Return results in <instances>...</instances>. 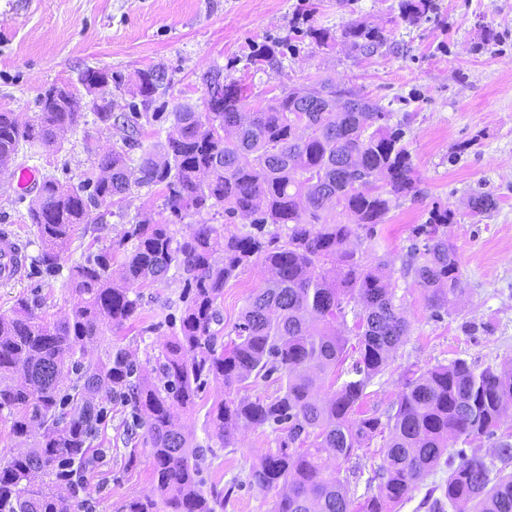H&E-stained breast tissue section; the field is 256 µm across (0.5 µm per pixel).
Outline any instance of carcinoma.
Returning a JSON list of instances; mask_svg holds the SVG:
<instances>
[{
  "label": "carcinoma",
  "mask_w": 512,
  "mask_h": 512,
  "mask_svg": "<svg viewBox=\"0 0 512 512\" xmlns=\"http://www.w3.org/2000/svg\"><path fill=\"white\" fill-rule=\"evenodd\" d=\"M433 10L434 0L400 3L402 19L412 24ZM309 36L318 47L336 46L328 28L312 26ZM341 38L364 56L386 43L382 29L361 23L346 25ZM279 54L277 46L263 45L249 64L274 69ZM110 78L106 70L87 69L80 83L100 128L122 132L123 147L94 153L91 171L76 185L45 174L19 195L28 200L27 219L42 247L39 265L57 273L74 226L95 223L93 210L125 201L134 186H163L176 217L220 208L224 223L199 224L178 239L165 222L137 220L110 245L87 248L70 267L66 285L79 301L66 316L48 321L27 297L0 315V411H7L13 435L33 441L0 460V512H72L61 488L84 484L85 470L104 457L100 426L114 401L132 413L124 444L151 448L154 481L152 494L118 512H224L234 484L205 488L200 461L212 447L192 443L179 422L211 381L222 384L224 394L207 413L209 439L233 448L242 428L281 433L277 451L260 456L248 474L251 486L278 491L272 512H391L443 463L448 479L427 491V512H512L509 437L497 439L498 466L455 449L460 441L496 435L502 412L512 406V367L478 370L464 359L405 383L388 416L376 493L359 502L349 495L343 465L381 427L361 410L364 391L410 331L383 264L369 267L347 249L358 230L373 234L399 200L418 194L391 111L328 81L316 83L319 93L333 101L356 95L360 109L302 112L292 90L252 104L247 89L226 75L224 93L206 98V113L190 107L174 113L157 153L142 149L139 120L158 113L139 112L137 105L155 101L160 66L137 72L127 112L114 111L101 90ZM39 105L36 117L24 122L0 112L1 170L27 145L59 151L58 133L83 118L64 94L47 91ZM136 148L141 153L133 158ZM239 216L250 219L254 231L231 229ZM450 220V210L436 209L419 228L425 244L415 276L436 313L462 292L458 252L444 231ZM282 224L289 225L284 239L267 230ZM255 260L268 278L249 296L235 339L226 344L212 328L221 322L224 285ZM173 268L185 284L184 308L147 368L112 342V332L139 319V289L165 280ZM346 299L359 306L350 326ZM351 334L356 345L350 348ZM92 345L97 355L89 358ZM351 350L358 358L346 370ZM275 372L286 379L276 396L241 394L250 378ZM344 373L352 379L338 382ZM329 459L336 465L328 466Z\"/></svg>",
  "instance_id": "1"
}]
</instances>
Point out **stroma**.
Returning a JSON list of instances; mask_svg holds the SVG:
<instances>
[{"instance_id": "1", "label": "stroma", "mask_w": 512, "mask_h": 512, "mask_svg": "<svg viewBox=\"0 0 512 512\" xmlns=\"http://www.w3.org/2000/svg\"><path fill=\"white\" fill-rule=\"evenodd\" d=\"M400 0H0V112L29 119L39 112L40 93L52 85L79 90L86 68L110 70L114 82L129 87L138 70L164 65L167 80L153 111L157 121L144 125L143 147L160 148L183 106L205 112L201 76L214 66L228 67L249 93L269 98L315 78L356 87L380 100L401 124L420 193L400 200L374 235L358 232L348 247L363 263H385L410 333L388 367L365 390L362 408L387 418L394 413L403 378L456 359L485 367L512 365V0H435L429 20L411 24L400 15ZM352 22L383 29L387 43L365 57L337 43L319 49L305 32L310 26L341 31ZM289 43L279 68L255 70L252 50L271 40ZM119 133L102 131L85 116L63 138L59 152L30 154L25 166L60 181L79 183L93 164L94 152L120 146ZM486 194L496 208L477 215L471 196ZM453 218L446 228L458 252L463 291L449 310L427 307L410 263L423 241L414 232L432 208ZM20 202L9 172L0 173V228L12 227L29 260L22 279L0 283V314L17 297L37 300L38 314L59 319L77 297L65 275L47 276L35 263L36 229ZM122 216L105 215L90 229L76 225L63 266L79 259L92 242L109 244L121 218L169 219L160 187H136L122 205ZM267 272L261 262L247 266L224 288V330H232L253 291ZM183 284L168 279L142 289L139 320L113 335L147 363L172 334L171 322L182 307ZM129 417L116 404L101 430L110 447L103 463L86 481L95 512H117L135 496L151 494L148 446L129 450L117 429ZM388 434L373 437L359 450L350 478L354 500L374 492L371 479L383 462ZM279 446L270 427L239 430L234 447L216 449L201 463L207 483L237 479L224 512H272L275 495L246 480L254 458Z\"/></svg>"}]
</instances>
